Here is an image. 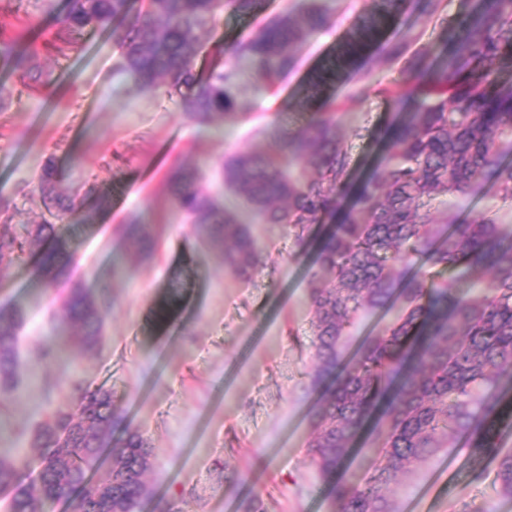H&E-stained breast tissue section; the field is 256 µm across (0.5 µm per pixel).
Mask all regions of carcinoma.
Listing matches in <instances>:
<instances>
[{"mask_svg": "<svg viewBox=\"0 0 512 512\" xmlns=\"http://www.w3.org/2000/svg\"><path fill=\"white\" fill-rule=\"evenodd\" d=\"M265 0H67L57 17L63 52L72 36L90 28H112L121 51L119 73L139 91L164 94L186 89L181 107L202 127L224 123L238 108L240 71L272 85L294 61L312 33L332 25L323 0L284 9L262 27L218 48L224 62L201 77L194 60L224 9L259 12ZM443 0H416L426 21L440 20L437 37L448 45L436 67L426 55L408 52L414 37L387 42L382 56L400 64L398 76L371 82L351 75L356 57L378 39L406 0H369L347 39L312 73L301 103L305 129L272 153H240L222 165L225 187L248 202L267 224L304 231L334 215L347 195L349 154L336 130L335 111L371 95L416 111L388 135L389 146L363 181L339 223L322 240L315 263L331 271L328 282L310 288L313 311V386L324 398L313 416L306 457L329 486L338 512H396L393 495L417 467L466 435L469 453L496 461L495 482L512 497V452L501 449L512 427V407L502 393L512 388V226L484 215L461 221L448 199L471 194L491 178L502 205L512 207V85L500 83L512 69V0H479L477 8L451 22L440 19ZM348 94H327L341 82ZM48 216L21 235L0 204V269L15 262L28 238L50 237L55 250L45 265L63 275L59 256L67 241L56 231L78 194L56 192L54 172L42 178ZM176 208L196 234L221 250L224 267L246 277L261 261L247 225L215 194L197 184V170L179 167L169 178ZM419 257L430 267L455 272L435 281L408 268ZM486 277L480 299L460 292L458 282ZM112 307L98 296L72 288L62 297L64 318L79 331L70 340L95 351ZM396 310L383 331L364 340L345 359V339L361 313ZM20 309L0 310V392L19 383L16 332ZM77 411L57 409L34 433L41 449L35 480L24 482V461L0 458V489L8 512H45L47 504L73 497V512H138L151 493L147 475L155 455L148 438L128 430L112 447L106 477L93 482L89 462L98 458L121 422L122 410L108 391L76 385ZM377 416L375 473L363 483L338 476L351 443Z\"/></svg>", "mask_w": 512, "mask_h": 512, "instance_id": "1", "label": "carcinoma"}]
</instances>
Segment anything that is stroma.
I'll list each match as a JSON object with an SVG mask.
<instances>
[{"label":"stroma","mask_w":512,"mask_h":512,"mask_svg":"<svg viewBox=\"0 0 512 512\" xmlns=\"http://www.w3.org/2000/svg\"><path fill=\"white\" fill-rule=\"evenodd\" d=\"M299 0H266L258 14L225 11L213 39L233 41ZM334 24L314 33L292 67L269 89L243 74L236 116L223 132L201 128L177 100L119 85L120 51L112 35L84 30L67 56L46 51L64 0H0V38L34 51L43 83L30 89L11 62H0V84L12 90L0 110V200L16 227L38 224L46 164L57 186L95 185L111 205L87 198L62 220L70 259L56 282L46 277L51 240L29 241L22 256L0 270V309L26 314L19 339V386L0 397V457L37 461L32 444L48 408H74V382L111 392L124 427L142 431L155 449L151 495L140 512H242L244 500L271 501L272 512H337L326 485L305 456L321 393L311 383L312 311L308 293L319 227L306 244L296 228L264 224L236 206L264 260L246 279L229 273L218 249L201 241L179 213L165 183L178 165L200 166L220 185L225 158L272 152L283 134L305 125L298 110L309 74L348 35L364 0H326ZM416 34L413 50L441 59L432 24L414 9L395 18L383 36ZM399 114L370 96L337 116L350 154L349 183L358 186L383 153L384 135ZM467 221L497 214L512 225L492 182L458 200ZM138 220L153 240L144 251L120 233ZM108 290L114 305L95 352L61 345L49 362L42 347L55 335L49 319L73 286ZM469 440L420 465L397 489L398 512H512L500 496L495 464L470 457Z\"/></svg>","instance_id":"35a3bbf8"}]
</instances>
